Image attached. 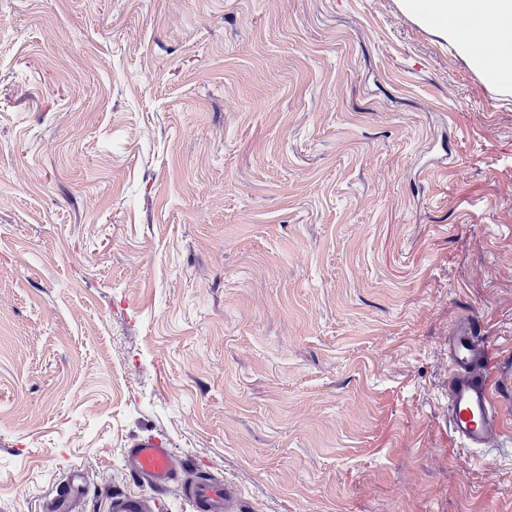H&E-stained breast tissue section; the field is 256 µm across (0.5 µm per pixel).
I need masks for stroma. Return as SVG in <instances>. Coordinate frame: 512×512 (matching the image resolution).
Listing matches in <instances>:
<instances>
[{
  "instance_id": "35a3bbf8",
  "label": "stroma",
  "mask_w": 512,
  "mask_h": 512,
  "mask_svg": "<svg viewBox=\"0 0 512 512\" xmlns=\"http://www.w3.org/2000/svg\"><path fill=\"white\" fill-rule=\"evenodd\" d=\"M481 323L512 435V90L400 0H0V502L137 490L159 434L254 512H512L448 433ZM87 490L83 469L72 467L66 473L65 479L48 496L46 512H72L71 503Z\"/></svg>"
}]
</instances>
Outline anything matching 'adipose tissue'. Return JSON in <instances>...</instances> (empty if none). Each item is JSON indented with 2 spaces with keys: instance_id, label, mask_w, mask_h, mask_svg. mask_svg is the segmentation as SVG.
I'll return each instance as SVG.
<instances>
[{
  "instance_id": "adipose-tissue-1",
  "label": "adipose tissue",
  "mask_w": 512,
  "mask_h": 512,
  "mask_svg": "<svg viewBox=\"0 0 512 512\" xmlns=\"http://www.w3.org/2000/svg\"><path fill=\"white\" fill-rule=\"evenodd\" d=\"M403 9L467 56L486 89H512V0H402ZM482 28V46L473 48L467 20Z\"/></svg>"
}]
</instances>
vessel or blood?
<instances>
[{
    "label": "vessel or blood",
    "mask_w": 512,
    "mask_h": 512,
    "mask_svg": "<svg viewBox=\"0 0 512 512\" xmlns=\"http://www.w3.org/2000/svg\"><path fill=\"white\" fill-rule=\"evenodd\" d=\"M448 429L464 450L491 447L504 430L489 347L479 321L471 316L457 319L448 334ZM123 456L142 489L110 494L105 512H161L160 495L173 485L193 512H242V502L226 480L215 475L186 477L185 460L164 436L133 438ZM86 489L83 469L70 468L49 494L46 512H71L72 501Z\"/></svg>",
    "instance_id": "obj_1"
}]
</instances>
